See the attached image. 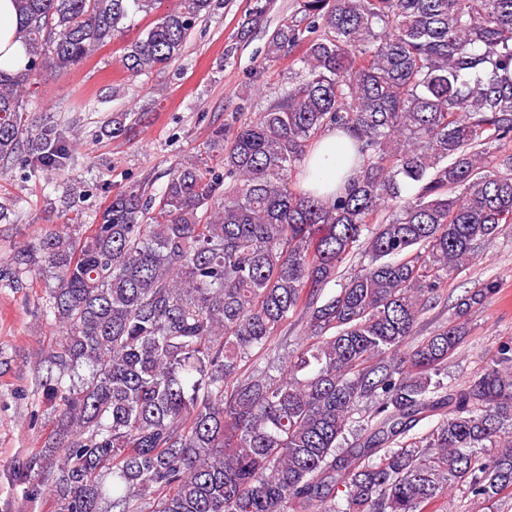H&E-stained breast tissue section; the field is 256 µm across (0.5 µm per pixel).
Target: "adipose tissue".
Instances as JSON below:
<instances>
[{
	"mask_svg": "<svg viewBox=\"0 0 512 512\" xmlns=\"http://www.w3.org/2000/svg\"><path fill=\"white\" fill-rule=\"evenodd\" d=\"M20 17L15 0H0V68L17 72L28 64L20 39ZM353 140L343 132H326L306 160L305 191L322 196L347 187L358 169L353 161Z\"/></svg>",
	"mask_w": 512,
	"mask_h": 512,
	"instance_id": "1",
	"label": "adipose tissue"
}]
</instances>
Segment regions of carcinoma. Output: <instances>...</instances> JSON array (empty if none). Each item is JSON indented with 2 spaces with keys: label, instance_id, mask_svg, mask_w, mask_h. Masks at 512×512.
Masks as SVG:
<instances>
[{
  "label": "carcinoma",
  "instance_id": "carcinoma-1",
  "mask_svg": "<svg viewBox=\"0 0 512 512\" xmlns=\"http://www.w3.org/2000/svg\"><path fill=\"white\" fill-rule=\"evenodd\" d=\"M15 2L29 63L0 69L1 174H63L75 156L73 123L24 111L32 76L80 67L137 12L156 19L119 66L151 74L215 7ZM269 8L255 0L241 34ZM284 57L277 99L211 130L215 163L174 167L157 201L117 191L92 224H48L0 259V289L41 280L61 331L39 362L53 425L20 473L40 485L56 469L53 512H435L457 488L512 495V343L450 386L460 324L415 341L448 276L512 226V0H296L266 47ZM333 128L357 141L353 183L289 192ZM16 207L0 197V224ZM495 291H467L456 318ZM296 321L306 341L276 355ZM274 355L278 376L260 366Z\"/></svg>",
  "mask_w": 512,
  "mask_h": 512
}]
</instances>
